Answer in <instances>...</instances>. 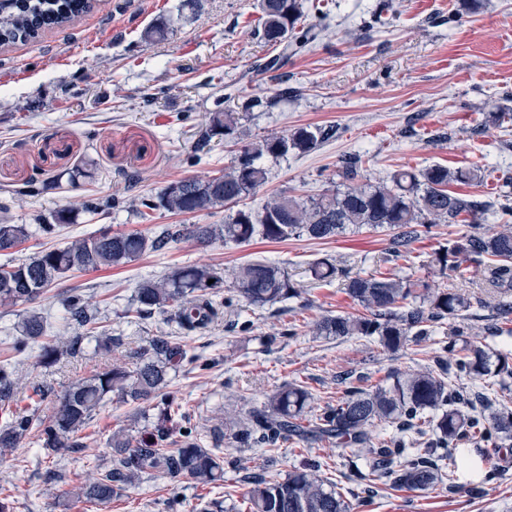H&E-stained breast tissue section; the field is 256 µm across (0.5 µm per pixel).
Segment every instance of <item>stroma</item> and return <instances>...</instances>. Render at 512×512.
Masks as SVG:
<instances>
[{"instance_id": "stroma-1", "label": "stroma", "mask_w": 512, "mask_h": 512, "mask_svg": "<svg viewBox=\"0 0 512 512\" xmlns=\"http://www.w3.org/2000/svg\"><path fill=\"white\" fill-rule=\"evenodd\" d=\"M181 0H99L91 12L38 39L0 49V207L32 234L0 264L62 246L76 236L103 231L157 234L189 224H220L237 208L260 211L273 195L313 196L337 182L342 160L358 157L371 179H388L402 168L479 164L482 185L466 192L480 197L512 193V123L489 121L492 112L512 113V0H304L299 30L320 36L289 54L284 66L263 70L275 50L255 32L257 0H203L179 18ZM176 22L165 40L149 42L143 32L160 17ZM259 106H251L254 98ZM240 112V140L215 138L207 154L193 153L210 113ZM322 127L332 135L312 152H291L260 160L267 179L240 206L175 215L162 209L142 216L141 196L188 175L213 176L230 168L240 143L273 133ZM87 169L79 188L66 172ZM59 177L56 187L16 198L33 173ZM87 199L96 212L78 211L75 221L54 234L42 232L54 210ZM458 225L439 224L414 243V264L432 287L447 276L425 268L429 256L455 238ZM390 232H363L340 239L292 237L282 242L201 245L171 243L119 268L73 273L56 282L35 303L0 307V361L19 368L20 387L42 386L50 402L76 379L128 362L131 353L159 336L183 345L189 358L169 377L168 392L181 405L182 430L203 433L222 425L225 415L264 404L284 383L304 382L315 411L335 403L346 378L376 384L393 369L430 365L449 341L447 328L419 345L385 351L375 339H317L313 322L342 311L358 313L341 282L312 283L308 262L332 257L352 273L377 269L407 274L409 264L391 260ZM248 260L286 269L303 290L300 298L268 308L239 302L222 305L218 321L202 333L179 335L160 311L137 312L135 287L145 278L186 264L216 267L224 276ZM79 295L97 307L107 334L121 337L117 350L82 342L80 353L52 368L38 367L39 344L13 349L29 308L43 314L49 333L78 335L66 322V301ZM296 336H288L291 326ZM134 406L109 394L82 433L83 450L54 455L35 436L0 459V501L12 512H200L203 500L223 498L242 505L245 477L261 472L279 478L316 458L348 500L362 495L355 470L370 458L335 445L295 439L276 447L243 444L224 435L217 446L226 461L224 479L205 490L168 479L144 478L118 491L108 508L78 502L69 489L90 466H108L107 441L119 430L137 434L148 425ZM466 466L455 489L440 485L426 494L391 489L378 482L355 512H512V447L469 442L453 449Z\"/></svg>"}]
</instances>
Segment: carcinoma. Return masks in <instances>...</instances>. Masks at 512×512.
<instances>
[{"label":"carcinoma","mask_w":512,"mask_h":512,"mask_svg":"<svg viewBox=\"0 0 512 512\" xmlns=\"http://www.w3.org/2000/svg\"><path fill=\"white\" fill-rule=\"evenodd\" d=\"M260 17L256 32L266 42L282 47L281 56L295 43L289 41L302 15L300 0H258ZM93 0H0V44L28 41L43 25H64L91 10ZM239 116L231 109L209 113L205 128L198 132L194 151L206 153L212 139L238 134ZM331 131L299 127L286 134H272L262 141L241 146L231 167L219 176H185L166 183L155 195L143 197L139 206L162 208L173 214L196 213L234 204L255 193L266 179L257 164L262 155L285 156L290 151L315 150ZM342 189L327 190L307 199L286 195L271 197L262 211L239 210L223 224H191L175 231L165 230L150 237L141 231L102 232L75 237L66 244L39 251L18 262L0 265V305L34 302L48 288L69 273L90 272L102 267L127 264L148 252H159L184 237L200 243L222 240L245 244L259 237L281 242L306 236L326 240L363 228L393 233V257L410 258L411 245L432 224L465 222V231L448 246L433 253L431 263L441 273L465 281L482 275L500 290H512V208L495 206L454 190L458 185H476L482 169L473 165L451 169L443 165L395 171L377 184L362 182L359 160L343 161L338 170ZM96 211L98 204L83 201L80 206L62 207L54 223L41 225L52 234L73 223L79 209ZM498 214L503 229L490 231L480 220ZM24 224L0 218V252L27 240ZM306 273L317 282L343 279L346 295L363 308L362 314L324 316L313 324V335L325 338H376L379 345L396 352L420 344L447 319L465 318L473 307L464 288L433 289L429 283L410 276L398 277L375 270L350 275L335 261L319 258L308 263ZM224 289V276L208 265H183L159 278L141 280L134 293L137 311L173 307L174 322L189 334L206 330L218 316L214 298ZM229 289L246 306L264 308L301 296L279 267L265 261H248L233 272ZM70 319L99 344L119 347V339L98 334L96 315L80 296L67 303ZM46 335V322L36 311L23 320L19 347ZM81 337L40 345L37 364L48 369L63 356L79 351ZM186 357L177 344L155 339L150 347L136 352V366L121 364L79 379L57 397L52 412L40 416L36 409L15 408L0 427V451L12 449L32 431H37L42 448L56 454L78 446V434L87 428L96 409L111 392L123 402L144 411L159 409L154 433L131 438L112 436V465L86 478L71 494L78 500L106 506L121 486L133 485L145 476H162L174 483L207 488L224 478V457L183 434L170 438L180 405L163 392L169 371ZM466 376L484 382L464 393L455 392L452 378ZM512 378V355L489 352L472 341L440 348L433 365L413 371H390L382 382L364 389L351 385L336 405L318 416L312 415L314 395L297 382L278 387L261 407L245 417L227 416L224 427L234 430L242 443H275L278 439L315 437L341 448L366 447L374 455L370 470L358 473L360 481L372 488L387 478L392 486L426 492L440 484L454 487L457 463L448 454L431 448L408 451L406 444L432 432L439 448H455L465 439H480L494 446L512 442V407L504 378ZM499 389H494V386ZM18 381L11 363L0 365V406L17 403ZM394 428L395 434L372 441L369 428L377 424ZM244 503L249 512H351L352 507L338 490V484L322 474V463L311 460L277 480L258 474L249 477Z\"/></svg>","instance_id":"carcinoma-1"}]
</instances>
